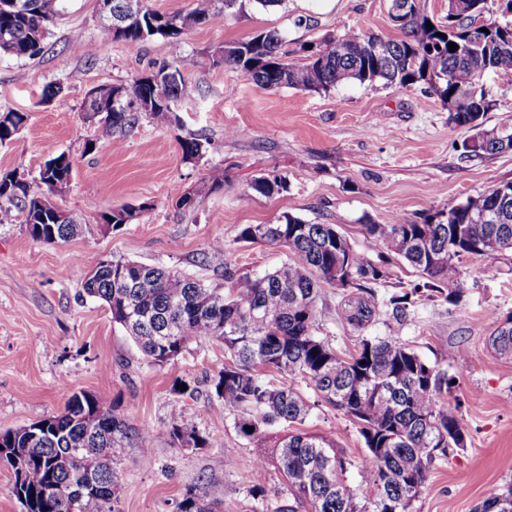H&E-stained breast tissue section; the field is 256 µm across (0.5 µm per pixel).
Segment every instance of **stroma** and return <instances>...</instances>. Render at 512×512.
Returning <instances> with one entry per match:
<instances>
[{
  "instance_id": "stroma-1",
  "label": "stroma",
  "mask_w": 512,
  "mask_h": 512,
  "mask_svg": "<svg viewBox=\"0 0 512 512\" xmlns=\"http://www.w3.org/2000/svg\"><path fill=\"white\" fill-rule=\"evenodd\" d=\"M64 6L43 55L0 58V113L29 115L15 139L0 145V171H17L35 189L43 163L68 155L72 181L52 201L83 227L69 242L51 244L33 240L23 216L0 224V433L60 413L71 392L84 391L137 431L112 456L121 512H178L186 492L197 487L224 512H272V499L254 492L256 450L237 433V412L212 393L224 366L223 345L197 339L177 362L152 364L104 303L83 295V273L110 257L173 267L217 288L226 287L228 272L255 279L287 263L288 253L240 242L245 225L274 224L290 213L337 225L360 249L362 224L448 208L512 181V151L465 158V129L420 83L352 81L326 93L268 90L235 67L212 63L213 50L225 42L268 29L292 48L347 31L400 38L390 0H284L268 10L245 0L242 8L189 27L176 48L161 39L135 47L104 40L97 0H65ZM178 55L189 64L170 122L140 114L118 147L88 150L99 125L81 110L86 94L131 85ZM478 84L496 102L485 117L491 128L512 114V74L487 70ZM54 85L60 93L43 100ZM189 132L212 143L193 162L183 160L178 145ZM273 172L287 176V192L252 190L254 179ZM209 179L220 188L197 197L193 208L178 206L179 194ZM122 206L141 212L129 224H103L102 212ZM218 238L223 267L204 265L202 253ZM466 284L459 307L424 300L413 321L372 330L414 348L459 382L467 447L437 462L416 512H472L487 490L512 481V359L487 347L512 313V262L473 263ZM338 301L332 289L319 301L318 334L350 349L355 337L337 317ZM178 378L193 394L174 393ZM294 385L314 404L304 430L334 437L357 465H367L358 431L304 381ZM181 419L196 425L205 447L172 443L169 431Z\"/></svg>"
}]
</instances>
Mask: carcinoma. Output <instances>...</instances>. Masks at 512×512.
<instances>
[{
	"mask_svg": "<svg viewBox=\"0 0 512 512\" xmlns=\"http://www.w3.org/2000/svg\"><path fill=\"white\" fill-rule=\"evenodd\" d=\"M243 2L194 0L185 14L146 8L120 24L121 30L102 27L100 34L130 45L160 37L177 47L189 26ZM421 2L410 0L408 10L395 18L400 39L346 32L311 48L302 44L286 50L277 31L265 30L222 46L214 62L238 68L265 89L327 92L353 80L402 87L423 81L448 110L449 120L470 132L462 142L464 154L481 157L512 150V120L503 118L484 128V117L495 103L477 83L487 69L512 73V23L486 22L485 32L473 27L486 0H455L446 23L434 21ZM62 11L63 0H0V57L40 55L49 27ZM450 43L457 45L453 52ZM185 64L186 59L176 58L152 76L135 80L117 104L112 87L95 88L96 100L83 105L88 118H99L94 147L114 145L117 134L135 124L141 112L169 122L172 104L185 90ZM178 144L188 162L211 148L210 141L194 134L178 138ZM63 157L61 153L45 162L38 192L15 172L0 173V200L24 214L36 241H69L62 226L71 217L58 215L47 201L55 177L52 165ZM252 190L264 196L286 192L288 177H259ZM496 206L495 192L485 191L446 210L431 208L413 219L364 224L363 250L355 249L334 224H309L288 213L277 224H249L239 240L281 246L288 251V263L223 294L218 308L206 301L219 289L129 259H114L112 265L86 273L83 292L108 306L113 321L155 365L177 361L195 339L224 344L228 363L214 393L224 408L242 412L235 428L258 448L255 489L275 498L273 512H414L435 462L466 448L467 424L458 406L441 400L455 388V377L413 348L369 330L383 317L403 325L421 300L440 297L458 306L466 296L465 262L512 255V205L494 222L488 215ZM136 216L135 208L121 207L105 219L117 227ZM393 256L414 268L417 279L387 296L380 287ZM202 262L224 267V241H213ZM328 288L340 296L338 319L358 333L352 352L316 335L317 305ZM488 345L512 359V313L488 337ZM266 371L303 379L322 402L341 412L362 436L369 464L357 468L326 436L295 429L312 405L293 384H277L265 377ZM44 426L43 440L33 445L18 429L4 434V441L14 438L13 447L19 449L13 494L23 512H116L122 485L112 471V449L122 447L135 430L82 391L71 394L62 412L28 428ZM169 436L180 447L206 443L185 419L172 426ZM271 464L281 479L270 494L266 472ZM504 499L512 500L511 481L490 491L474 512H499L497 504ZM179 512L214 508L204 491L191 489Z\"/></svg>",
	"mask_w": 512,
	"mask_h": 512,
	"instance_id": "obj_1",
	"label": "carcinoma"
}]
</instances>
